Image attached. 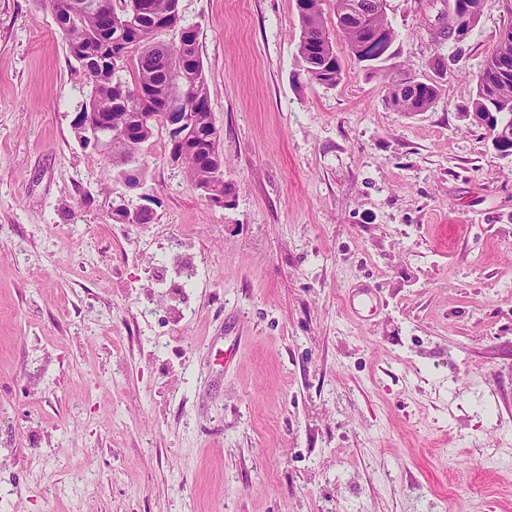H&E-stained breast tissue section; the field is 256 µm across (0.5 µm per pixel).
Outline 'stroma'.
I'll return each instance as SVG.
<instances>
[{
	"mask_svg": "<svg viewBox=\"0 0 512 512\" xmlns=\"http://www.w3.org/2000/svg\"><path fill=\"white\" fill-rule=\"evenodd\" d=\"M433 2L387 0L408 113L341 41L307 80L296 0H179L223 208L163 130L117 180L49 0H0V512H512V160L470 116L512 7L438 44ZM410 75L403 73L399 78L392 79L389 87L388 103L398 112H425L433 106L439 96V87L436 83L425 82L415 90V98L410 104L401 106L398 102L396 91L402 84L404 78Z\"/></svg>",
	"mask_w": 512,
	"mask_h": 512,
	"instance_id": "obj_1",
	"label": "stroma"
}]
</instances>
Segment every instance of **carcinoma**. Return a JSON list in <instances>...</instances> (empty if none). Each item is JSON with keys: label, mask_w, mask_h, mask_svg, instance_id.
Returning a JSON list of instances; mask_svg holds the SVG:
<instances>
[{"label": "carcinoma", "mask_w": 512, "mask_h": 512, "mask_svg": "<svg viewBox=\"0 0 512 512\" xmlns=\"http://www.w3.org/2000/svg\"><path fill=\"white\" fill-rule=\"evenodd\" d=\"M371 10L368 24L342 20L341 37L351 56L367 68L385 70L390 57L365 59L360 50L363 36L373 29L384 31L389 41L397 34L386 14V0H336V15H348L355 2ZM123 0L121 9H107L98 15L67 14L69 0H52L58 14L57 26L66 45L88 43L91 53L74 58L91 87L82 111L110 112L117 124L125 127L126 136L142 145L153 132L141 128L134 119L142 112H189L202 124L214 123L209 107V88L198 49L197 30L182 24L178 0ZM324 0H297L301 27L298 55L307 79L315 84L335 87L345 79L344 64L336 52V37L328 28L323 12ZM160 29L178 30L175 44L153 41ZM501 50L496 45L475 75L476 93L472 100L475 112H493L500 120H512V75L503 78L493 62ZM404 77L391 81L388 103L398 112H425L439 96V87L425 82L415 90V98L406 106L399 104L396 91ZM201 149L188 152L183 164L192 187L216 181L218 161L224 159L220 140L200 143ZM218 182V181H216ZM219 191L230 197L232 188L224 180Z\"/></svg>", "instance_id": "obj_1"}]
</instances>
